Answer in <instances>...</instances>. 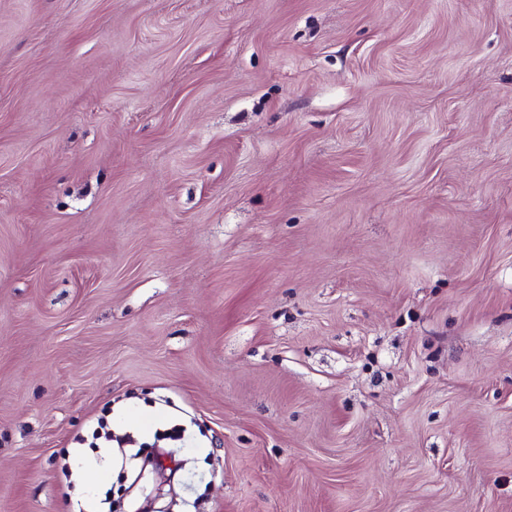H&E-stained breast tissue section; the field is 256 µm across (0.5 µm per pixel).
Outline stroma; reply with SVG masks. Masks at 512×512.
Here are the masks:
<instances>
[{
  "instance_id": "35a3bbf8",
  "label": "stroma",
  "mask_w": 512,
  "mask_h": 512,
  "mask_svg": "<svg viewBox=\"0 0 512 512\" xmlns=\"http://www.w3.org/2000/svg\"><path fill=\"white\" fill-rule=\"evenodd\" d=\"M512 512V0H0V512Z\"/></svg>"
}]
</instances>
